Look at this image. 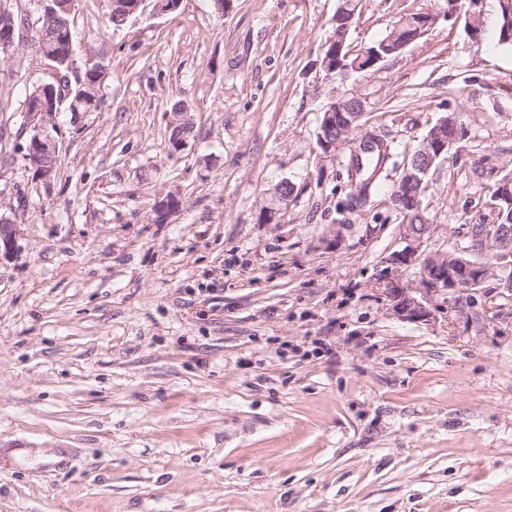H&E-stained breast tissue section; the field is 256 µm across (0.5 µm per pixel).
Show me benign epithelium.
Returning a JSON list of instances; mask_svg holds the SVG:
<instances>
[{
    "instance_id": "benign-epithelium-1",
    "label": "benign epithelium",
    "mask_w": 512,
    "mask_h": 512,
    "mask_svg": "<svg viewBox=\"0 0 512 512\" xmlns=\"http://www.w3.org/2000/svg\"><path fill=\"white\" fill-rule=\"evenodd\" d=\"M336 25L334 38L328 44L323 68L327 74L342 81L352 74L361 72L358 62H350V58L359 55V59L368 60L367 68L376 67L387 57L401 52L405 47L423 37L432 28L436 17L428 12L415 14L412 28L416 30L414 39L403 43H394L387 39L373 43L358 51L349 48L347 37L354 14L349 13L343 6L344 0H337ZM483 0H448V19L466 20L465 29L469 38L478 43L481 31L478 18L481 14ZM38 15L37 22L32 18L16 16L8 12H0V53L8 63V69L16 70L24 64L20 48L31 41V36L38 31L37 24L47 19L54 12V0H37L34 3ZM364 115V104L360 98L352 95H342L329 104L319 126L318 144L324 152L330 153L345 142L352 144L364 143L370 132L361 128ZM56 111L39 106L26 113V127L36 133L29 145L27 160L37 168L38 175L44 182L53 178L56 161L59 156V142L56 133ZM452 124L448 118L441 117L428 131L414 153L406 157L404 171L399 185L408 190L406 196L396 194L394 201L400 206H406L413 212L423 213L422 187L435 165L436 161L448 154L459 143L457 132H449ZM361 134L349 139L355 130ZM3 208H11V203L5 200L4 191L0 190V258L10 256L17 246L19 235L18 225L1 212ZM499 223L492 225L494 237L500 251L512 255V208L497 209ZM400 234L405 246L390 253L384 258L385 268L381 270L378 284L385 288L386 296L392 302L393 315L402 320L425 321L431 315L430 307L439 295H454L469 288L478 286L487 270L497 281V287L512 292V266L499 264L497 266L482 265L480 273L470 278L468 276H448V253L435 252L426 254L422 250L423 243L431 238L436 230L434 224H401ZM403 269L415 270L416 286L411 288L401 283L396 273Z\"/></svg>"
}]
</instances>
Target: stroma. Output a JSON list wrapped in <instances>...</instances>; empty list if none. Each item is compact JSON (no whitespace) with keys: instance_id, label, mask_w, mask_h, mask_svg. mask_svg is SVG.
<instances>
[{"instance_id":"stroma-1","label":"stroma","mask_w":512,"mask_h":512,"mask_svg":"<svg viewBox=\"0 0 512 512\" xmlns=\"http://www.w3.org/2000/svg\"><path fill=\"white\" fill-rule=\"evenodd\" d=\"M337 0H180L115 26L76 0L100 111L58 113L51 182L6 128L20 202L0 260V512H512V298L397 318L377 278L400 246L387 170L351 202L333 96L396 149L457 112L467 136L422 207L447 250L512 172V49L448 0H360L348 42L413 12L435 25L341 82L322 66ZM186 108L194 137L173 151ZM294 191L289 203L275 193ZM175 196L176 213L159 216ZM483 0H448V20H455V23L463 17L466 20L465 29L469 38L474 43L481 40V31L478 18L481 14ZM322 114L317 138L319 146L325 153L335 151L346 141H350V144L365 143L367 136L371 134L370 131L361 128L364 104L354 95L345 94L336 97ZM357 129L361 130V134L349 140V135Z\"/></svg>"}]
</instances>
